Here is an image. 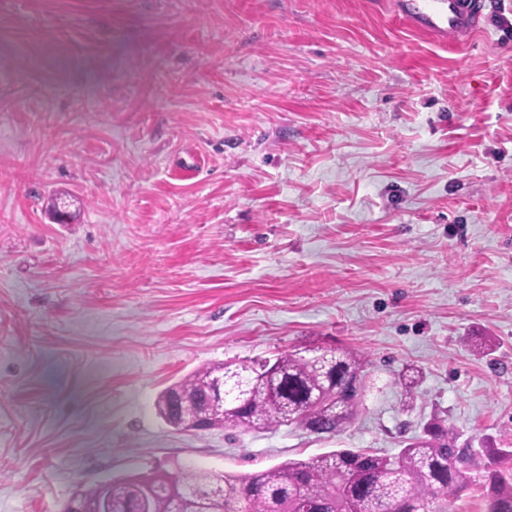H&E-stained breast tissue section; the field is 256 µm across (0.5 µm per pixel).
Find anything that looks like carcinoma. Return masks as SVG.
I'll return each mask as SVG.
<instances>
[{
  "instance_id": "obj_1",
  "label": "carcinoma",
  "mask_w": 512,
  "mask_h": 512,
  "mask_svg": "<svg viewBox=\"0 0 512 512\" xmlns=\"http://www.w3.org/2000/svg\"><path fill=\"white\" fill-rule=\"evenodd\" d=\"M369 359L348 349H296L274 361L200 367L160 393L161 418L188 424L210 410L216 372L224 371V420L214 427L259 431L295 426L322 437L350 423L362 402ZM420 372L405 367L403 392ZM432 418L396 454L337 449L288 459L249 474L171 473L111 476L84 489L87 507L112 499V512H455L462 493L477 486L484 512H512V448H484L483 468L471 469L470 448Z\"/></svg>"
}]
</instances>
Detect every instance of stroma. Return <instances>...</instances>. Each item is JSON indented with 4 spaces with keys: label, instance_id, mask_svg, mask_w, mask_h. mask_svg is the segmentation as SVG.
I'll return each mask as SVG.
<instances>
[{
    "label": "stroma",
    "instance_id": "obj_1",
    "mask_svg": "<svg viewBox=\"0 0 512 512\" xmlns=\"http://www.w3.org/2000/svg\"><path fill=\"white\" fill-rule=\"evenodd\" d=\"M391 2L0 0V512L394 454L435 414L473 469L512 448V0L461 48ZM318 347L371 362L334 437L156 411Z\"/></svg>",
    "mask_w": 512,
    "mask_h": 512
}]
</instances>
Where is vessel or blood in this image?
Returning <instances> with one entry per match:
<instances>
[{"label": "vessel or blood", "instance_id": "vessel-or-blood-1", "mask_svg": "<svg viewBox=\"0 0 512 512\" xmlns=\"http://www.w3.org/2000/svg\"><path fill=\"white\" fill-rule=\"evenodd\" d=\"M396 17L440 42L479 31L485 24L483 0H396Z\"/></svg>", "mask_w": 512, "mask_h": 512}]
</instances>
